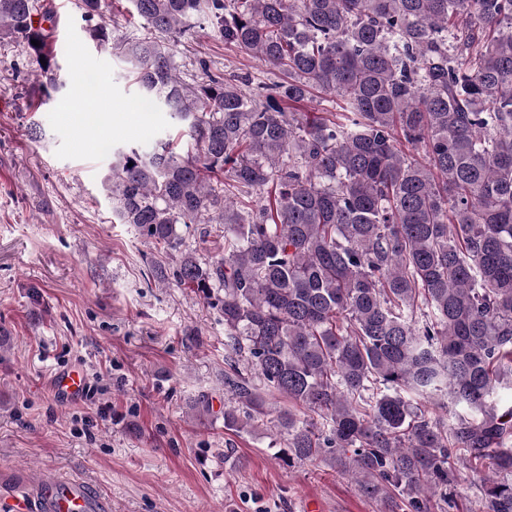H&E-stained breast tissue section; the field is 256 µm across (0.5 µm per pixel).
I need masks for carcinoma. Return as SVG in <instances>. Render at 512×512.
Here are the masks:
<instances>
[{
    "instance_id": "cac0c4a2",
    "label": "carcinoma",
    "mask_w": 512,
    "mask_h": 512,
    "mask_svg": "<svg viewBox=\"0 0 512 512\" xmlns=\"http://www.w3.org/2000/svg\"><path fill=\"white\" fill-rule=\"evenodd\" d=\"M128 2L144 37L109 45L102 0H81L89 38L188 146L119 149L105 186L176 257L153 279L224 318V428L330 462L385 512H512V0ZM201 15L275 72L257 98L247 75L179 77L163 38ZM55 19L0 0L48 100ZM315 90L341 112L293 111ZM180 224L224 225V256ZM465 469L483 477L458 504Z\"/></svg>"
}]
</instances>
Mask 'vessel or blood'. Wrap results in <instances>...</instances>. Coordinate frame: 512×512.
Masks as SVG:
<instances>
[{
  "label": "vessel or blood",
  "instance_id": "1",
  "mask_svg": "<svg viewBox=\"0 0 512 512\" xmlns=\"http://www.w3.org/2000/svg\"><path fill=\"white\" fill-rule=\"evenodd\" d=\"M51 387L59 399L74 400L82 396L86 379L78 370L59 372L52 376ZM36 487L34 495L13 497L16 512H99L101 508L79 480L46 476L37 480Z\"/></svg>",
  "mask_w": 512,
  "mask_h": 512
}]
</instances>
